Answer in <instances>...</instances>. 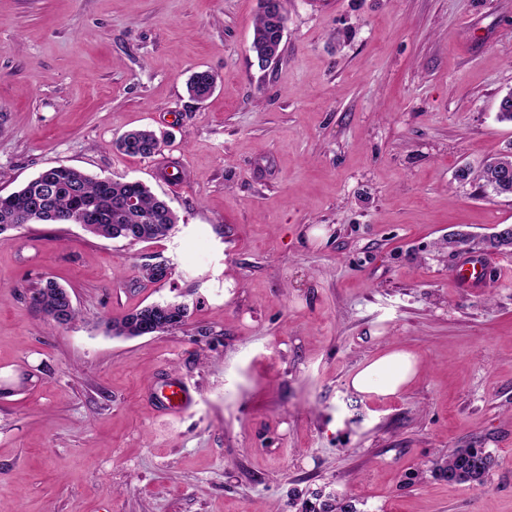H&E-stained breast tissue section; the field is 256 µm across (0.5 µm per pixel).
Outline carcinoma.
Here are the masks:
<instances>
[{
	"instance_id": "obj_1",
	"label": "carcinoma",
	"mask_w": 512,
	"mask_h": 512,
	"mask_svg": "<svg viewBox=\"0 0 512 512\" xmlns=\"http://www.w3.org/2000/svg\"><path fill=\"white\" fill-rule=\"evenodd\" d=\"M285 0H261V11L256 19L249 50L258 62L280 51L286 22ZM217 85V75L210 70L194 71L187 83V92L193 99L208 98ZM164 141L150 129H136L124 134L116 143L119 151L132 157H154L162 153ZM477 179L482 195L512 196V151L491 158L482 164ZM135 199L129 207L126 201ZM42 206L31 209L35 201ZM82 211L87 223L104 225V230L89 229L94 235L130 243L146 242L163 237L176 224L177 217L169 204L155 196L140 181L125 178L102 180L67 166L50 167L11 193L8 200H0V232L23 224H60L74 213ZM32 305L39 309L55 326H66L76 311L64 301V289L48 280L30 296ZM188 308L184 304L164 302L132 311L121 318L106 322L108 331L120 337L142 335L147 326L155 334L172 333L185 322ZM493 464L492 455L483 448H455L436 466L439 477L450 483L481 485ZM302 512H357L352 502L342 498H327L318 504L303 503Z\"/></svg>"
}]
</instances>
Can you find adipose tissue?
<instances>
[{
	"label": "adipose tissue",
	"instance_id": "1",
	"mask_svg": "<svg viewBox=\"0 0 512 512\" xmlns=\"http://www.w3.org/2000/svg\"><path fill=\"white\" fill-rule=\"evenodd\" d=\"M417 374V359L410 352L389 349L368 360L351 377V387L362 394L393 396L409 385Z\"/></svg>",
	"mask_w": 512,
	"mask_h": 512
}]
</instances>
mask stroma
Listing matches in <instances>:
<instances>
[{"label": "stroma", "instance_id": "obj_1", "mask_svg": "<svg viewBox=\"0 0 512 512\" xmlns=\"http://www.w3.org/2000/svg\"><path fill=\"white\" fill-rule=\"evenodd\" d=\"M280 58L249 50L260 0H0V195L49 167L147 184L179 221L132 244L79 224L0 233V512H512L511 253L458 287L453 232L512 225L459 179L512 146V0H288ZM217 74L192 100L193 71ZM161 155L121 154L134 128ZM167 261L163 283L143 265ZM77 312L51 326L46 280ZM187 304L165 335L107 319ZM399 394L348 384L388 348ZM194 395L163 415L151 392ZM495 460L482 485L433 469ZM493 464L492 455L482 448H455L436 466L440 478L448 483L482 485ZM302 512H357V510L355 505L345 498H331V496H328L326 500L318 503V508L316 507V503L309 504L304 502Z\"/></svg>", "mask_w": 512, "mask_h": 512}]
</instances>
